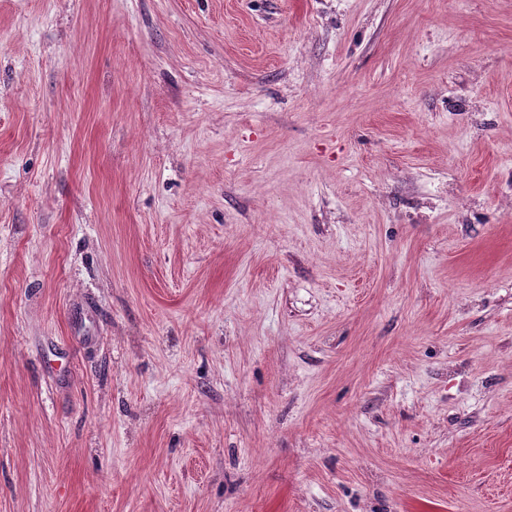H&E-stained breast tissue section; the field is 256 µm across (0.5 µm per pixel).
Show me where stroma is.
Segmentation results:
<instances>
[{
  "instance_id": "obj_1",
  "label": "stroma",
  "mask_w": 512,
  "mask_h": 512,
  "mask_svg": "<svg viewBox=\"0 0 512 512\" xmlns=\"http://www.w3.org/2000/svg\"><path fill=\"white\" fill-rule=\"evenodd\" d=\"M0 512H512V0H0Z\"/></svg>"
}]
</instances>
